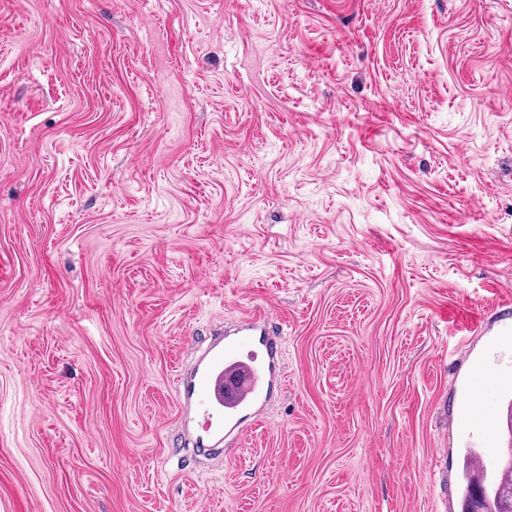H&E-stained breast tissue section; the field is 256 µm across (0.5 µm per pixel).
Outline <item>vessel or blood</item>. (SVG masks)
I'll return each mask as SVG.
<instances>
[{
    "instance_id": "1",
    "label": "vessel or blood",
    "mask_w": 512,
    "mask_h": 512,
    "mask_svg": "<svg viewBox=\"0 0 512 512\" xmlns=\"http://www.w3.org/2000/svg\"><path fill=\"white\" fill-rule=\"evenodd\" d=\"M280 353V341L260 314L213 334L196 351L190 366L176 378V394L182 426L197 452L205 455L232 446L262 420L266 405L283 385ZM496 420L480 393L466 388L456 421L460 427L483 432L485 451L475 460L490 474L495 468L486 451L499 445Z\"/></svg>"
}]
</instances>
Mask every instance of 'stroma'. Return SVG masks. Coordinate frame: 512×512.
I'll return each instance as SVG.
<instances>
[{
    "instance_id": "obj_1",
    "label": "stroma",
    "mask_w": 512,
    "mask_h": 512,
    "mask_svg": "<svg viewBox=\"0 0 512 512\" xmlns=\"http://www.w3.org/2000/svg\"><path fill=\"white\" fill-rule=\"evenodd\" d=\"M511 301L512 0H0V512H461ZM255 312L285 383L194 461ZM280 353L281 343L261 314L213 334L196 351L177 375L176 394L182 426L197 452H224L262 420L283 386ZM509 415V407L502 413L497 412L493 414L489 412L483 403L480 393L470 386H465V397L459 405L456 421L462 428H477L482 431L485 434L482 445L485 448H495L499 446L495 422L503 416L507 423L509 422Z\"/></svg>"
}]
</instances>
